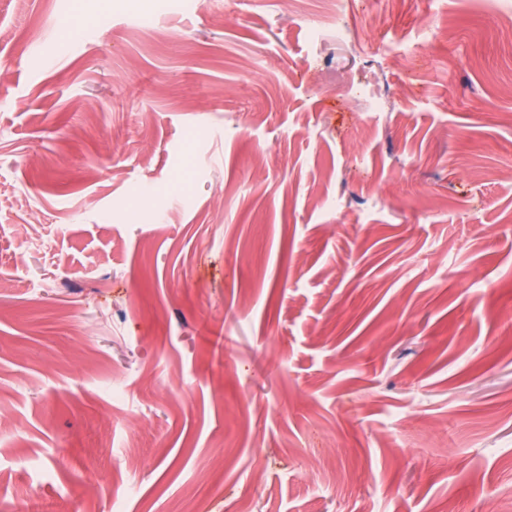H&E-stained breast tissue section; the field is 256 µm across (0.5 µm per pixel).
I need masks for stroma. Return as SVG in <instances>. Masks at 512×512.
<instances>
[{
  "instance_id": "35a3bbf8",
  "label": "stroma",
  "mask_w": 512,
  "mask_h": 512,
  "mask_svg": "<svg viewBox=\"0 0 512 512\" xmlns=\"http://www.w3.org/2000/svg\"><path fill=\"white\" fill-rule=\"evenodd\" d=\"M1 53L0 512H512V0H0Z\"/></svg>"
}]
</instances>
